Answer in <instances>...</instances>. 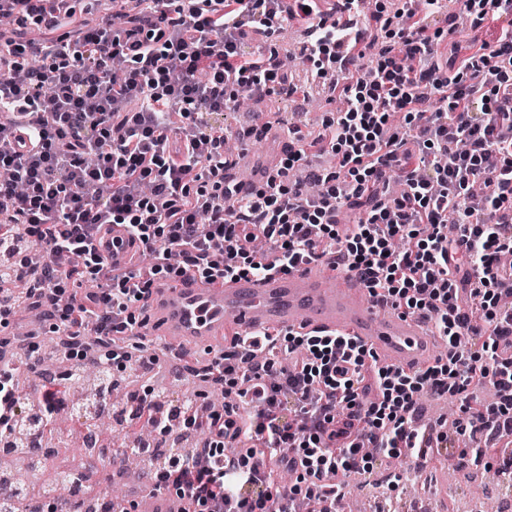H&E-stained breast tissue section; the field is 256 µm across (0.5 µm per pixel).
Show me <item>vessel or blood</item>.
<instances>
[{"label": "vessel or blood", "instance_id": "1", "mask_svg": "<svg viewBox=\"0 0 512 512\" xmlns=\"http://www.w3.org/2000/svg\"><path fill=\"white\" fill-rule=\"evenodd\" d=\"M99 251L113 266L124 267L135 247L126 230L116 226ZM147 307L167 319L173 335L195 344L233 328L242 334L267 329L344 334L371 347L385 363L408 371L429 353L423 323L384 310L357 276L336 271L326 285L307 264L262 278L213 283L188 274L154 290Z\"/></svg>", "mask_w": 512, "mask_h": 512}]
</instances>
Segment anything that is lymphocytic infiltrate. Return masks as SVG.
I'll list each match as a JSON object with an SVG mask.
<instances>
[{"label": "lymphocytic infiltrate", "instance_id": "obj_1", "mask_svg": "<svg viewBox=\"0 0 512 512\" xmlns=\"http://www.w3.org/2000/svg\"><path fill=\"white\" fill-rule=\"evenodd\" d=\"M74 0H0L14 27L0 66V331L20 306L39 311L27 336L38 353L47 336L65 338L76 363L88 356L87 321L98 329L94 357L113 376L148 370L152 341L137 335L145 301L161 282L187 273L207 281L260 277L300 263L360 276L382 306L424 319L445 357L407 371L380 364L344 336L259 331L233 334L208 366L236 397L218 412L199 393L178 416H157V393L137 391L155 434L174 428L204 436L199 457L174 453L153 474L156 488L187 500V512H294L296 499L336 500V479L391 458L427 459L447 447L412 418L422 391L462 401V435L486 464L501 459L499 424H512V0H462L472 36L437 51L440 31L404 0L373 14L377 40L356 42L329 23L319 0H123L121 10L80 28ZM291 20L313 28L298 53L315 78L346 104L314 139L299 124L294 147L262 189L225 193L224 138L210 116L255 96L298 90L275 49L264 47ZM366 72L338 73L353 48ZM124 77L113 81L114 66ZM178 138H171V130ZM326 151L335 171L306 169ZM488 181L492 194H471ZM358 210L341 227L342 208ZM125 227L151 273L115 267L96 240ZM29 285L17 301L12 283ZM489 383L487 408L469 399ZM351 429L336 440V411ZM23 417L11 370H0V439ZM294 470L282 484L278 468Z\"/></svg>", "mask_w": 512, "mask_h": 512}]
</instances>
